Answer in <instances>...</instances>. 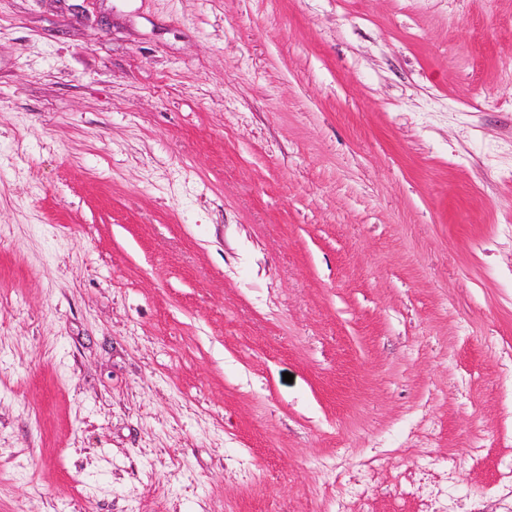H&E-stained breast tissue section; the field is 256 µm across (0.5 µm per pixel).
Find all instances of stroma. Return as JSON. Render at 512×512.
<instances>
[{
  "label": "stroma",
  "mask_w": 512,
  "mask_h": 512,
  "mask_svg": "<svg viewBox=\"0 0 512 512\" xmlns=\"http://www.w3.org/2000/svg\"><path fill=\"white\" fill-rule=\"evenodd\" d=\"M506 224L512 0H0V512L492 500ZM415 464L414 468L405 472L402 476L401 484L408 489L407 494L417 485L422 484V481L429 479L432 475L431 469L433 465H438L443 479L434 481L427 486L423 508L421 512H483L480 502L476 499H470L468 502H463L458 498H452L448 494V483L453 479V474L457 468V459L454 455L448 454V458L442 461L437 460L427 447L421 446L414 449ZM437 461V462H436ZM343 468L342 463L335 461H324L320 466L324 484L332 487L336 485V512H366L365 505L372 488L366 479L367 469H363V472L360 470L352 476ZM341 475L343 482L340 481Z\"/></svg>",
  "instance_id": "stroma-1"
}]
</instances>
